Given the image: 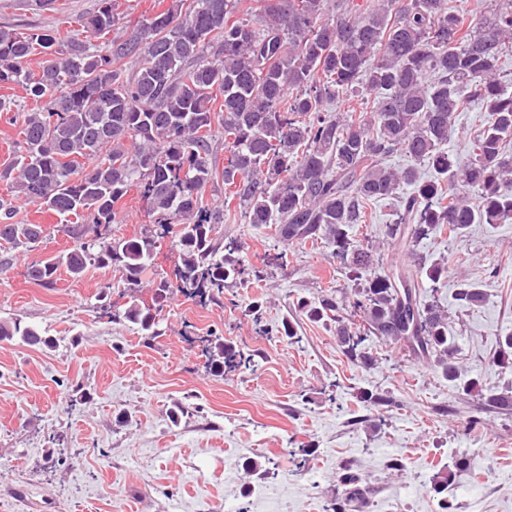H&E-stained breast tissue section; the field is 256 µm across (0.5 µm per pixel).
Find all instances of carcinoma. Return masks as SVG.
<instances>
[{
	"instance_id": "carcinoma-1",
	"label": "carcinoma",
	"mask_w": 512,
	"mask_h": 512,
	"mask_svg": "<svg viewBox=\"0 0 512 512\" xmlns=\"http://www.w3.org/2000/svg\"><path fill=\"white\" fill-rule=\"evenodd\" d=\"M115 2L99 0L82 39L0 29V84H20L41 103L10 118L20 140L0 170V245L26 250L45 232L14 222L19 197L80 220L60 227L74 246L32 265L30 278L50 288L62 268L79 277L90 266L110 267L121 274L124 302L110 300L100 314L154 339L171 296L205 304L242 280L239 241L220 235L224 214L199 202L220 177L225 210H238L243 223L274 225L282 244L322 241L349 270L352 287L299 308L336 323L350 359L372 364L365 342H394L457 384L449 313L421 299L417 272L377 271L354 229L373 204L394 199L387 237L413 255L444 230L463 237L474 224L512 219V76L502 69L512 48V0H484L478 16L452 0H255L243 13L240 0H170L134 26L121 25ZM359 88L366 90L360 108H324ZM474 101L484 123L460 158L448 152V138L456 113ZM217 125L227 153L220 173L212 160ZM396 153L411 164L391 166ZM133 188L154 222L116 239L112 224ZM165 238L178 261L159 275L146 304L140 275ZM420 272L433 292L448 281L443 261ZM485 299L478 284L460 280V310ZM16 338L53 344L34 326L0 320V341ZM199 342L215 377L257 368L253 354L221 334ZM496 362L512 369V334L499 340ZM462 391L487 411L512 409L507 387L472 378ZM469 468L459 458L433 475L441 512H456L446 493ZM340 480L345 497L330 512L364 507L358 471L346 467Z\"/></svg>"
}]
</instances>
